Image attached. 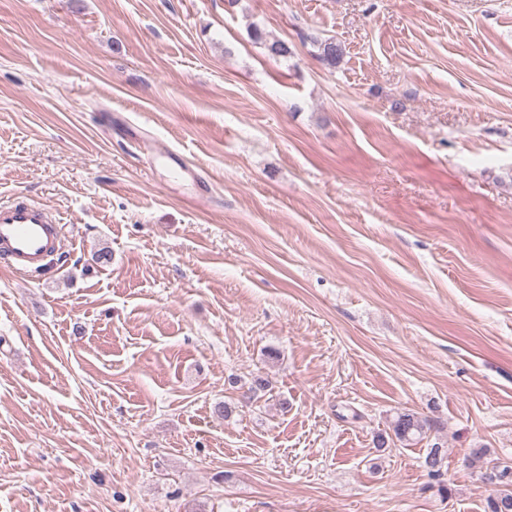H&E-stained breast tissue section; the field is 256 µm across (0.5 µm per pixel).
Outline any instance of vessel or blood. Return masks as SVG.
<instances>
[{
  "label": "vessel or blood",
  "instance_id": "b4317fda",
  "mask_svg": "<svg viewBox=\"0 0 512 512\" xmlns=\"http://www.w3.org/2000/svg\"><path fill=\"white\" fill-rule=\"evenodd\" d=\"M64 224L41 204L0 203V264L30 277L44 271L48 259L62 253Z\"/></svg>",
  "mask_w": 512,
  "mask_h": 512
}]
</instances>
